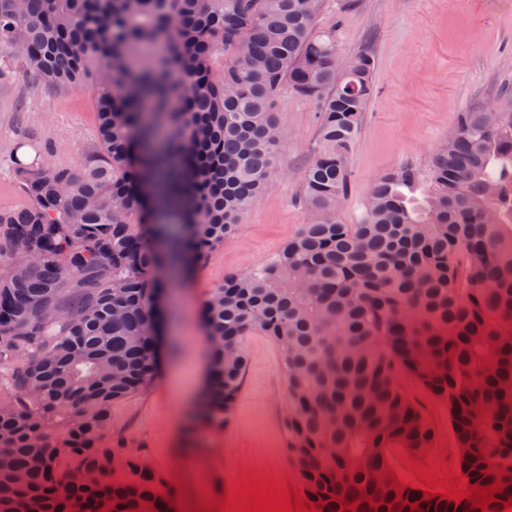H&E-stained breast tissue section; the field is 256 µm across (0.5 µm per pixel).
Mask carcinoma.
Segmentation results:
<instances>
[{"label": "carcinoma", "mask_w": 512, "mask_h": 512, "mask_svg": "<svg viewBox=\"0 0 512 512\" xmlns=\"http://www.w3.org/2000/svg\"><path fill=\"white\" fill-rule=\"evenodd\" d=\"M324 6L0 0V83L89 86L97 116L78 170L14 157L24 203L0 209V512H175L112 435V404L154 373L166 281L149 240L185 269L235 236L277 167L285 90L318 104L308 219L210 289L200 416L224 427L261 333L288 373V448L311 507L480 512L395 493L388 449L434 439L399 370L448 405L469 484L505 473L487 509L512 497V113H461L427 167L379 177L359 223H341L375 59L340 61Z\"/></svg>", "instance_id": "obj_1"}]
</instances>
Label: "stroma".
Returning a JSON list of instances; mask_svg holds the SVG:
<instances>
[{
	"instance_id": "35a3bbf8",
	"label": "stroma",
	"mask_w": 512,
	"mask_h": 512,
	"mask_svg": "<svg viewBox=\"0 0 512 512\" xmlns=\"http://www.w3.org/2000/svg\"><path fill=\"white\" fill-rule=\"evenodd\" d=\"M327 0L319 28H337L341 61L357 52L375 58L376 95L348 159L349 191L339 211L358 223L380 176L426 167L463 112L495 107L512 113V0ZM275 111L286 135L269 190L236 235L201 262L165 300V362L140 393L112 406V429L166 480L181 512H199L242 475L289 483L296 498L284 423L288 374L277 344L261 334L245 342L248 364L224 427L202 421L182 399L206 373L209 346L200 310L224 277L266 262L306 221L301 184L318 144L312 100L283 91ZM95 95L87 87L48 89L35 81L0 85V205H17L11 160L20 135L27 157L47 166L84 163L93 137ZM51 152L36 154V147ZM396 381L423 415H436V448L456 455L448 408L404 372Z\"/></svg>"
}]
</instances>
